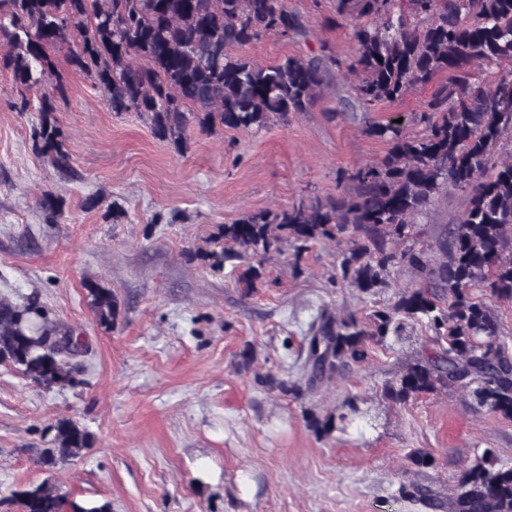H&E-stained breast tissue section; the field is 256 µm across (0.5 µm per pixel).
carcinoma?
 I'll return each mask as SVG.
<instances>
[{
  "label": "carcinoma",
  "mask_w": 512,
  "mask_h": 512,
  "mask_svg": "<svg viewBox=\"0 0 512 512\" xmlns=\"http://www.w3.org/2000/svg\"><path fill=\"white\" fill-rule=\"evenodd\" d=\"M336 20L353 23L358 55L288 56L263 64L237 51L267 35L303 33L283 0H0V69L10 72L23 103L39 94L44 113L32 139L59 167L67 164L65 135L49 115L67 86L54 54L90 77L112 111L136 112L154 134L184 153L189 131L221 125L249 131L307 112L343 72L358 98L374 106L405 97L442 76L430 100L428 124L411 135L400 123H373L367 132L388 140L382 165L361 166L336 197H310L224 225V247L208 254L211 268L254 259L240 280L250 287L260 266L286 244L297 250L346 239L342 280L362 292L388 286L391 269L407 267L413 281L394 311L372 323L327 318L309 343L316 375L362 363L366 341L388 335L394 314L423 317L445 330L448 347L409 364L389 393L399 401L436 385L469 388L482 407L512 418V358L499 341V318L481 297L512 300V0H334ZM482 71L488 82L475 79ZM457 193L452 225L433 229L429 244L396 249L414 224ZM102 325L118 304L108 288L90 289ZM50 323L36 303L0 299V361L34 383L74 382L80 349ZM47 465L79 456L91 444L69 419L52 426ZM17 512H111V505L67 501L48 482L14 492ZM451 512H512V468L485 457L462 478Z\"/></svg>",
  "instance_id": "cac0c4a2"
}]
</instances>
